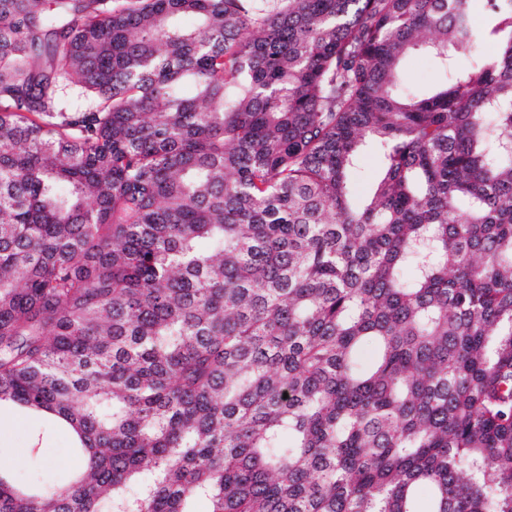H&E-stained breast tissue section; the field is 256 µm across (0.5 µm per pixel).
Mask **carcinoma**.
I'll return each instance as SVG.
<instances>
[{
  "label": "carcinoma",
  "instance_id": "carcinoma-1",
  "mask_svg": "<svg viewBox=\"0 0 512 512\" xmlns=\"http://www.w3.org/2000/svg\"><path fill=\"white\" fill-rule=\"evenodd\" d=\"M2 406L0 512H512V0H0ZM431 60L423 55L412 56L406 66V83L410 88H420L438 79ZM384 165V157L380 147L366 140L360 148V163L352 186L351 203L361 205L371 193L376 177ZM4 411L8 415L7 420L22 419L16 424L7 420L2 422V429H10L0 440V462L21 459L13 468H8L19 480L64 483L74 466L68 434L51 427L42 419L28 417L14 409L2 408L0 415ZM37 434L42 437L40 451L37 455L30 454L28 448ZM49 459H52L51 463Z\"/></svg>",
  "mask_w": 512,
  "mask_h": 512
}]
</instances>
